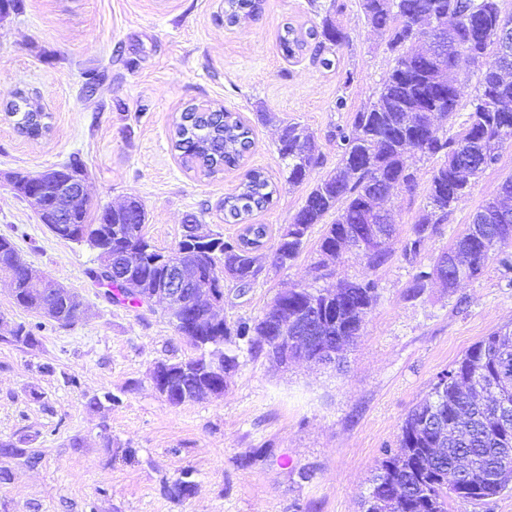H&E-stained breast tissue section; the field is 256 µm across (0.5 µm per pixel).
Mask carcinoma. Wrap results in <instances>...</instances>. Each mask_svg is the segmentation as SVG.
Here are the masks:
<instances>
[{
	"mask_svg": "<svg viewBox=\"0 0 512 512\" xmlns=\"http://www.w3.org/2000/svg\"><path fill=\"white\" fill-rule=\"evenodd\" d=\"M504 0H359L365 20L385 35L393 54V65L382 77L376 102L355 113L351 127L339 130L341 157L334 168L308 193L304 204L288 224V243L281 245V230L266 224H249L255 210L273 203L277 188L259 171L248 170L238 191L224 198V220L246 224L234 239H216L193 243L181 234L170 249L156 247L146 237V213L143 204L133 199L118 212L99 210L86 201L72 223L87 236L112 235L119 250L133 258L130 288L112 283L111 301L137 305L142 299L134 290L147 282L158 284L169 262L195 260L205 274L234 272L232 282L254 285L264 264L260 250L265 240L276 238L283 251L285 265L296 260L307 244L312 229L333 212L336 218L326 225L317 245L318 261L314 269L321 276L333 274L348 240L365 224L378 223L372 213L377 194L388 189L415 191L416 171L413 153L435 159L423 214L401 240V255L416 266L412 278V296H418L434 275L417 265L425 242L439 225L463 201L476 179L495 165L503 146L512 142V62L501 63L493 38L503 23L512 24V13L503 8ZM256 9L255 0H224V22L237 26ZM465 21L436 32L431 28L415 30L410 19L418 14L439 17L464 11ZM339 9L331 0L321 22L299 33L291 26L279 35L284 56L293 57L308 41L318 47H340L349 35L336 19ZM476 68V94L469 102L466 118L458 123L459 95L448 91L450 73L460 61ZM21 114L17 124L22 133L44 125V115L29 106L26 97L11 105ZM448 117L443 130L436 120ZM252 129L222 107L187 106L175 123L173 147L183 163L206 177L240 165L252 146ZM285 181L302 184L319 164L313 135L298 122L282 125L276 141ZM388 242L364 255L373 268L390 257V242L399 236L397 225L389 224ZM512 222L507 224L466 225L448 246V260L467 267L469 279H476L491 260L512 270ZM23 260L15 243L0 237V271L13 276L17 306L38 311L41 287L26 279ZM334 295L325 297L321 288H291L276 298L284 302L288 315L303 316L318 307L322 312L320 335L343 354L362 331L365 320L378 299L373 281L343 278L336 282ZM248 351H264L272 356V339L265 318L253 322L239 320L200 338L195 347L200 355L170 365L171 374L157 386L169 404L181 405L204 398L208 391H224L226 380L203 372L206 353L224 357V372L237 367L241 345ZM448 385L433 387L431 397L419 403L402 422L397 447L386 448L377 461L364 497L365 512H448L452 501H481L509 487L504 478L494 484L480 475L496 470L503 449L512 451V329L501 328L473 344L463 356L442 371ZM441 417L448 424V444L436 450L438 434L425 421ZM458 483L448 484V475Z\"/></svg>",
	"mask_w": 512,
	"mask_h": 512,
	"instance_id": "cac0c4a2",
	"label": "carcinoma"
}]
</instances>
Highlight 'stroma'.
<instances>
[{
    "label": "stroma",
    "instance_id": "obj_1",
    "mask_svg": "<svg viewBox=\"0 0 512 512\" xmlns=\"http://www.w3.org/2000/svg\"><path fill=\"white\" fill-rule=\"evenodd\" d=\"M337 3L351 40L331 52L329 69L315 46L290 59L279 46L285 25L318 23L309 0H260L255 17L234 28L224 25V0H18L0 17V235L81 302L72 324H58L18 307L0 272V441L38 457L26 467L0 453V470L14 474L0 486V512H361L383 449L395 447L402 421L437 375L512 324V270L494 260L452 290L431 280L414 300L413 270L397 240L383 266L350 253L333 276L315 279L318 224L291 266H266L246 294L225 281L220 312L229 322L250 320L288 288L374 280L378 301L343 369L302 360L281 367L244 350L223 394L174 406L155 389L151 370L196 350L164 303H111L90 276L95 251L55 237L12 191L14 173L80 159L95 205L138 198L146 235L168 249L190 214L204 229L237 236L240 225L224 221V198L237 191L244 170L257 169L277 193L250 223H290L338 163V130L374 101L393 64L358 0ZM92 73L100 81L90 92ZM20 93L46 113L42 137L21 134L9 114ZM191 104L224 107L251 125L254 145L242 167L212 178L186 169L172 137ZM288 120L313 133L320 156L295 187L285 182L275 147ZM434 165L415 156L416 192L393 191L389 207L400 229L420 217ZM509 178L512 143L428 240L422 264L432 265ZM20 323L32 328L34 345L10 342ZM106 392L113 402L92 405ZM185 475L189 494H164Z\"/></svg>",
    "mask_w": 512,
    "mask_h": 512
}]
</instances>
